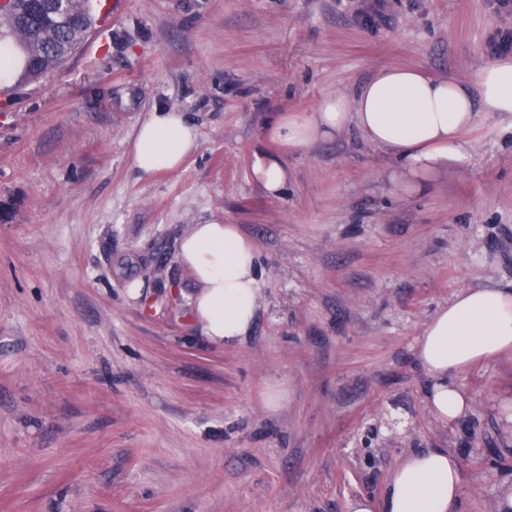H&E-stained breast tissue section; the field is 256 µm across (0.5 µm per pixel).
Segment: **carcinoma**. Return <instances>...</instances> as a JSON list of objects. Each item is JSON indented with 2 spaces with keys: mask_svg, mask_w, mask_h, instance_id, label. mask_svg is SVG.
<instances>
[{
  "mask_svg": "<svg viewBox=\"0 0 512 512\" xmlns=\"http://www.w3.org/2000/svg\"><path fill=\"white\" fill-rule=\"evenodd\" d=\"M90 0H54L55 7L41 11L28 0H9L0 8V43L24 58L18 80L30 83L62 69L86 41L95 21L84 7Z\"/></svg>",
  "mask_w": 512,
  "mask_h": 512,
  "instance_id": "cac0c4a2",
  "label": "carcinoma"
}]
</instances>
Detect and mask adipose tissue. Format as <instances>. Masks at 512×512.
I'll list each match as a JSON object with an SVG mask.
<instances>
[{
  "label": "adipose tissue",
  "instance_id": "1",
  "mask_svg": "<svg viewBox=\"0 0 512 512\" xmlns=\"http://www.w3.org/2000/svg\"><path fill=\"white\" fill-rule=\"evenodd\" d=\"M488 112L512 113V55L480 68L467 85L412 67H384L353 98L332 95L312 110L276 116L266 136L280 152L256 151L252 174L268 195H280L288 181L283 153L354 126L392 154L398 177L416 186L468 161L463 135ZM199 146L200 133L183 113L158 109L139 125L130 160L146 175L171 172ZM177 259L193 281L189 304L202 336L223 346L240 342L265 303L253 240L233 224H193L179 241ZM511 350L512 285L467 288L438 308L416 342L417 360L432 381L427 399L434 414L461 418L468 400L457 375ZM462 493L457 456L426 448L401 461L381 501L361 496L349 501L348 512H457Z\"/></svg>",
  "mask_w": 512,
  "mask_h": 512
}]
</instances>
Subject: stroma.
<instances>
[{
  "instance_id": "stroma-1",
  "label": "stroma",
  "mask_w": 512,
  "mask_h": 512,
  "mask_svg": "<svg viewBox=\"0 0 512 512\" xmlns=\"http://www.w3.org/2000/svg\"><path fill=\"white\" fill-rule=\"evenodd\" d=\"M499 31L495 0H121L107 50L0 81V512H348L420 448L459 458L458 512H500L512 352L458 375L469 409L445 422L415 343L461 289L512 283V113L415 189L354 126L288 153L281 196L251 174L275 115L387 66L469 80ZM160 107L200 148L145 176L129 146ZM212 218L262 263L231 347L201 335L177 262Z\"/></svg>"
}]
</instances>
